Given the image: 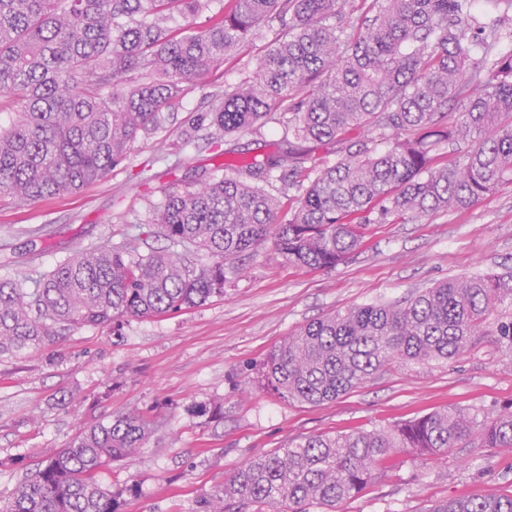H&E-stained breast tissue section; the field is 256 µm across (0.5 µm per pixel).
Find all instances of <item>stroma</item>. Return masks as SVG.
Returning <instances> with one entry per match:
<instances>
[{"instance_id": "obj_1", "label": "stroma", "mask_w": 512, "mask_h": 512, "mask_svg": "<svg viewBox=\"0 0 512 512\" xmlns=\"http://www.w3.org/2000/svg\"><path fill=\"white\" fill-rule=\"evenodd\" d=\"M263 31L228 56L205 86H189L162 136L178 140L208 95L251 79L272 39ZM136 141L127 161L75 195L0 206V278H40L105 240L141 253L174 244L140 231L163 188H197L235 160L284 148V126L198 141L160 152ZM512 267V183L466 208L415 221L368 224L360 250L332 270L288 264L265 243L226 267L224 295L178 314L125 320L121 329L82 327L56 344L0 359V496L44 450L67 447L83 424L131 412L156 426L140 453L100 470L103 486L134 483L123 512H193L202 492L251 459L300 436L375 430L448 405L493 417L512 411V359L481 339L459 357L395 363L375 379L320 406L279 398L258 383L267 355L325 314L394 303L452 278ZM218 401L224 416H196ZM512 494V449L459 448L430 459L406 456L343 506L344 512H427L435 502Z\"/></svg>"}]
</instances>
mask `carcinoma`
Segmentation results:
<instances>
[{
    "label": "carcinoma",
    "mask_w": 512,
    "mask_h": 512,
    "mask_svg": "<svg viewBox=\"0 0 512 512\" xmlns=\"http://www.w3.org/2000/svg\"><path fill=\"white\" fill-rule=\"evenodd\" d=\"M502 14L477 0H0V201L77 194L122 164L142 135L164 129L186 87L203 84L252 33L275 29L253 81L211 96L192 113L183 143L288 116V151L211 177L196 190L169 187L155 233L208 253L104 242L67 258L27 287L0 279V357L54 343L85 326L174 314L224 296V263L268 238L289 263L332 269L360 249L367 215L419 220L474 203L512 181V42ZM184 25L174 28L175 17ZM459 112L448 123V107ZM392 139L382 152L348 136ZM345 145L336 163L305 166L303 144ZM470 143L462 163L439 150ZM282 195L265 189L272 177ZM288 218H280L283 206ZM479 336L512 355V272L452 279L393 304L318 318L262 365L261 385L306 405L334 401L394 363L449 361ZM154 427L122 414L79 428L51 450L0 512H122L137 486L107 489L97 473L137 455ZM512 448V413L486 417L447 407L382 430L301 436L252 459L195 500L194 512H338L405 454ZM427 512H512V495L445 500Z\"/></svg>",
    "instance_id": "1"
}]
</instances>
